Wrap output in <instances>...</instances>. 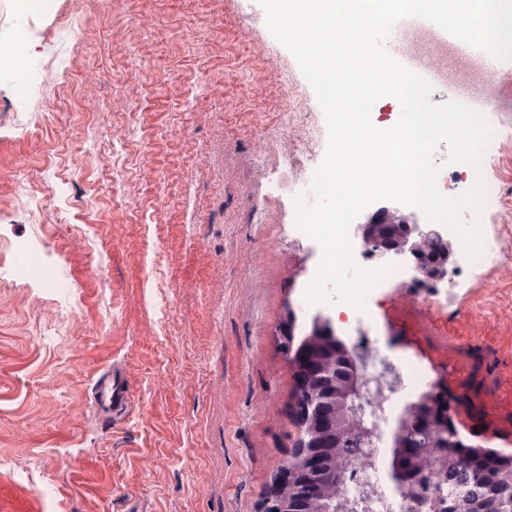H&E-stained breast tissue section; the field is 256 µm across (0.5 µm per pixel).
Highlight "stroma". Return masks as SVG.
Returning <instances> with one entry per match:
<instances>
[{"label":"stroma","instance_id":"obj_1","mask_svg":"<svg viewBox=\"0 0 512 512\" xmlns=\"http://www.w3.org/2000/svg\"><path fill=\"white\" fill-rule=\"evenodd\" d=\"M36 18L60 40L28 55L80 50L36 111L0 83V240L34 242L67 286L0 250V512H260L296 434L281 332L335 313L301 304L322 254L294 210L327 149L315 92L257 0H48ZM482 178L483 237L509 258L430 301L377 292L369 319L383 350L473 387L466 439L512 449V136ZM115 373L118 420L97 396Z\"/></svg>","mask_w":512,"mask_h":512}]
</instances>
